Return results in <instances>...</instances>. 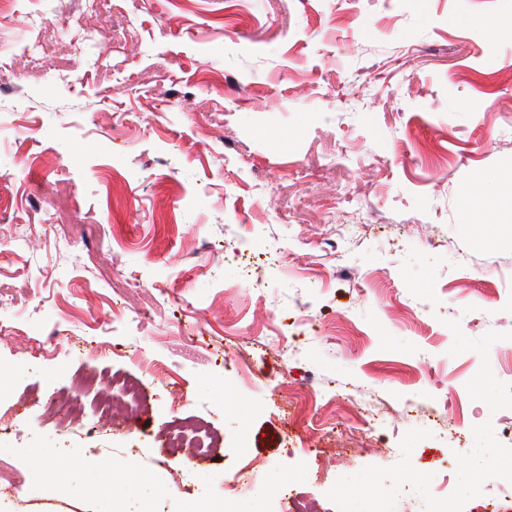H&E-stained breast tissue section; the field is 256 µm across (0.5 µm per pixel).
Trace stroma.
<instances>
[{
  "label": "stroma",
  "instance_id": "1",
  "mask_svg": "<svg viewBox=\"0 0 512 512\" xmlns=\"http://www.w3.org/2000/svg\"><path fill=\"white\" fill-rule=\"evenodd\" d=\"M52 6L0 17V512L106 456L127 512H512V0ZM90 370L151 410L49 413ZM469 203H477L481 206V212L484 214L483 224H496L495 211L497 209L508 208L511 211L512 199L501 201H488L479 187H472L467 192ZM210 444L204 446L203 439L194 434L190 436L180 428H174L168 432L163 442L165 457L176 455L191 457L194 461L201 462L209 458ZM187 452V453H186Z\"/></svg>",
  "mask_w": 512,
  "mask_h": 512
}]
</instances>
